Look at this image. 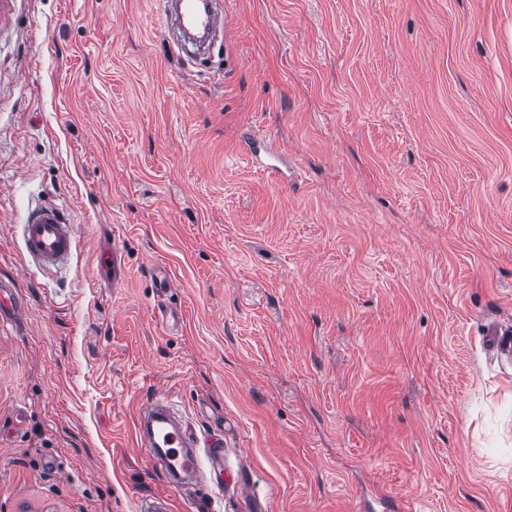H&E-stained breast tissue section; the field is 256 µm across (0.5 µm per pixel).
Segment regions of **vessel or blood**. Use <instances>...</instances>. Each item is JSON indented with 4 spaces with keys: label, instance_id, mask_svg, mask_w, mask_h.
<instances>
[{
    "label": "vessel or blood",
    "instance_id": "b4317fda",
    "mask_svg": "<svg viewBox=\"0 0 512 512\" xmlns=\"http://www.w3.org/2000/svg\"><path fill=\"white\" fill-rule=\"evenodd\" d=\"M163 25H176L185 32L210 34L213 28H229L227 11L219 9L213 0H170L164 6ZM27 254L42 267L67 264L73 254L75 227L67 220L62 208L45 205L30 214L22 226ZM490 353L504 356L512 353V330L497 328L487 339ZM177 410L167 396L158 395L139 409L135 436L150 463L162 470L169 480H176L177 469L204 477L206 468L218 469L224 463L222 442L215 437L199 438L188 424L176 420ZM180 459V468H173V459Z\"/></svg>",
    "mask_w": 512,
    "mask_h": 512
}]
</instances>
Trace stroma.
Listing matches in <instances>:
<instances>
[{
  "mask_svg": "<svg viewBox=\"0 0 512 512\" xmlns=\"http://www.w3.org/2000/svg\"><path fill=\"white\" fill-rule=\"evenodd\" d=\"M162 7L0 0V512H512V0H227L195 60ZM155 394L224 437L203 499ZM22 237L26 253L42 267H58L71 260L75 226L56 204L42 206L30 214L22 224ZM488 351L501 357L511 355L512 352V333L509 328H496L489 333L487 339ZM177 410L165 395L147 400L136 417L137 445L144 449L150 463L162 470L171 482L175 483L178 478L173 470L172 457L181 460L182 469L203 479L205 471L200 448H204L211 468L219 469L224 463L222 442L215 437L199 439L187 421L182 424L175 420L179 416Z\"/></svg>",
  "mask_w": 512,
  "mask_h": 512,
  "instance_id": "stroma-1",
  "label": "stroma"
}]
</instances>
